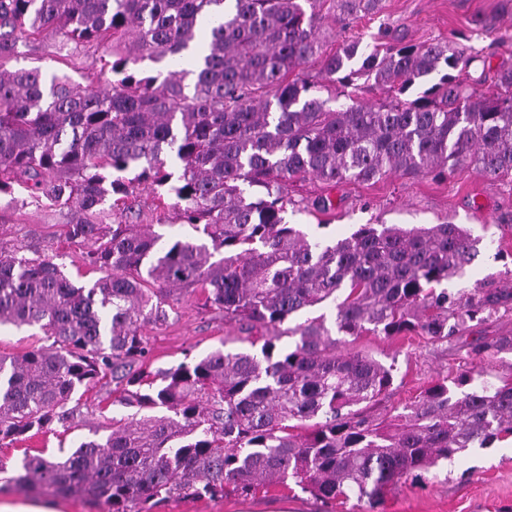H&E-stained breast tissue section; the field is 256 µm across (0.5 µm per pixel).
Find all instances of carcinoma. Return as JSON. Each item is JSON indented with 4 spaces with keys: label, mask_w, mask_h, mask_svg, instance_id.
<instances>
[{
    "label": "carcinoma",
    "mask_w": 512,
    "mask_h": 512,
    "mask_svg": "<svg viewBox=\"0 0 512 512\" xmlns=\"http://www.w3.org/2000/svg\"><path fill=\"white\" fill-rule=\"evenodd\" d=\"M380 2L0 0V62L19 39L51 31L104 49L111 74L83 87L38 67L0 68V194L18 184L25 204L67 211L57 243L85 246L82 262L99 274L79 286L54 244L0 225V325H37L52 339L0 358V442L68 431L83 415L78 391L106 378L136 409L63 457L24 454L9 482L104 512L291 482L377 512L398 483L512 438V374L493 383L485 370L512 354V335L463 344L469 366L384 416L376 408L395 363L340 350L365 333L452 348L470 323L511 312V285L442 287L474 264L479 238L449 222L362 224L321 244L284 218L285 183L297 177L446 179L471 165L512 175V70L489 92L451 74L469 58L446 43L324 50V25ZM205 19L209 39L185 70ZM145 61L166 62L167 75L143 73ZM338 84L351 104L333 108ZM374 91L379 99L360 100ZM141 185L206 241L169 243L130 223ZM198 289L203 309L246 327L250 348L136 368L148 354L143 328L168 322L171 303ZM325 303L334 327L320 315L281 329Z\"/></svg>",
    "instance_id": "carcinoma-1"
}]
</instances>
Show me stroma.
I'll use <instances>...</instances> for the list:
<instances>
[{"label": "stroma", "instance_id": "stroma-1", "mask_svg": "<svg viewBox=\"0 0 512 512\" xmlns=\"http://www.w3.org/2000/svg\"><path fill=\"white\" fill-rule=\"evenodd\" d=\"M512 33V11L504 0H382L377 14L349 21L341 35L366 44H380L385 34L402 37L410 44L435 43L462 39L470 62L458 68L460 77L482 78L493 86L500 70L512 67V45L498 44L495 34ZM8 68L38 67L46 73L68 75L80 85L97 82L100 55L75 44H62L58 34H47L39 43L19 42ZM289 196L315 200L330 197L333 205L326 211H288L286 220L304 225L309 234L338 240L350 236L363 224H399L413 227L449 221L469 228L473 236L489 244L490 254L479 256L466 274L451 279L450 288L471 289L497 285L506 272H512V178L493 180L479 169L469 167L445 180L429 176L390 175L368 183H345L328 187L314 180L291 179ZM140 221L159 226L171 239L192 235L188 225L174 213L157 208L150 189L137 190ZM0 208L8 223L37 229L50 238L61 232L64 213L38 210L21 200L0 196ZM501 251L493 259L492 251ZM201 293L182 295L177 312L167 324L149 326L144 334L151 348L150 368L167 367L185 357H200L215 348L229 351L247 349L239 327L201 307ZM350 350L369 354L384 362H395L397 380L389 401L404 404L417 395L421 386L449 366L466 362V352L434 345L419 336L385 338L366 334L350 343ZM93 398L104 407L102 417H87L83 426L69 433L65 440L50 433L40 434L8 447H0V463L7 467L0 473V501H25L29 495L8 484L25 451L60 453L61 446L88 437L92 428L103 425L105 417L121 418L131 410L121 405L106 388L92 390ZM288 504L292 512H359L356 501L322 502L300 489L281 486L269 492L251 495L229 493L224 497L174 499L153 512H269L279 504ZM381 512H512V444L500 442L489 448H473L453 464H441L432 470L426 483L402 484L386 497Z\"/></svg>", "mask_w": 512, "mask_h": 512}]
</instances>
